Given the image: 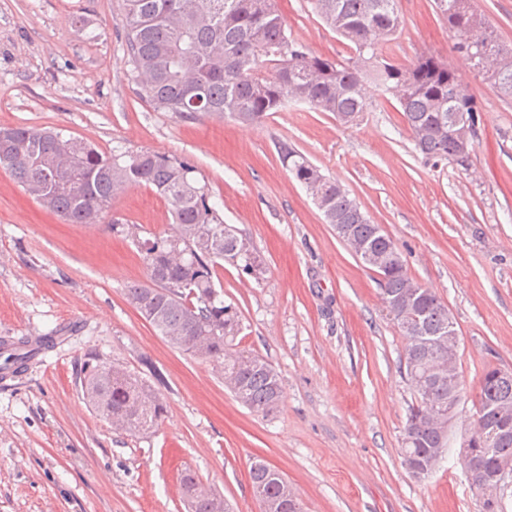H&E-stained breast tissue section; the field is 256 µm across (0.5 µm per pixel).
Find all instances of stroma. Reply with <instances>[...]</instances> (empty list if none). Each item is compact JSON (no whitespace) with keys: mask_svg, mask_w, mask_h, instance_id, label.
<instances>
[{"mask_svg":"<svg viewBox=\"0 0 512 512\" xmlns=\"http://www.w3.org/2000/svg\"><path fill=\"white\" fill-rule=\"evenodd\" d=\"M275 2L308 52L353 57L309 0ZM399 11L385 56L442 57L482 108L467 165L426 162L397 102L370 82L376 108L348 126L304 104L259 124L157 111L131 77L122 0H0V127L56 129L125 161L150 151L190 164L260 261L254 275L223 263L216 286L238 312L239 349L266 359L283 391L274 414L248 410L213 362L172 347L129 303L126 288L146 282V268L112 222L170 235L154 187H127L96 225L69 224L0 167V342L57 339L0 377V512H186L187 469L231 512H261L249 483L258 459L284 475L303 512H481L458 448L474 429L485 369L512 372V100L449 51L434 0H399ZM284 146L348 189L454 317L461 401L424 479L401 454L414 401L400 369L406 338L384 311L378 276L288 171ZM145 357L163 376L167 411L132 436L85 404L79 373L90 358L139 373Z\"/></svg>","mask_w":512,"mask_h":512,"instance_id":"35a3bbf8","label":"stroma"}]
</instances>
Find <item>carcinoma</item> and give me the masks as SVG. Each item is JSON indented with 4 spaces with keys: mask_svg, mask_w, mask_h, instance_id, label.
I'll return each mask as SVG.
<instances>
[{
    "mask_svg": "<svg viewBox=\"0 0 512 512\" xmlns=\"http://www.w3.org/2000/svg\"><path fill=\"white\" fill-rule=\"evenodd\" d=\"M462 0H435L448 30L452 51L472 58L482 76L494 71L492 85L504 98H512V48L488 27L479 47L464 40L473 13ZM314 12L337 35L349 41L355 56L347 60L316 56L292 43L274 0H123L127 50L137 73L139 94L156 109L194 119L201 112L241 122H259L268 112H280L291 103L307 104L317 112H330L343 123L374 111L362 93L370 79L394 97L415 149L430 162H456L462 143L474 144L481 113L477 100L458 81L444 61L433 56L411 62L384 57L381 49L401 26L398 0H310ZM288 47V59L281 50ZM195 85L201 104L194 105L186 85ZM468 115L466 126L453 124L455 113ZM71 155L78 190L61 188L63 156ZM283 161L294 178L320 196V211L327 224H344L349 234L363 240L378 256L375 271L384 275L382 294L406 300L416 293L417 331L398 326L408 339L404 351L405 374L427 376L430 400L446 402L448 378L432 372L448 359L438 347L446 339L448 306L411 277L407 261L380 225L371 222L356 199L337 181L324 175L298 151L283 147ZM0 166L37 202L69 224H95L111 207L112 198L129 184L146 183L165 199L174 219V233L145 238L138 243L147 270L146 284L127 288L129 301L161 336L177 342H208V359L224 365L238 389L235 399L265 416L274 413L282 386L274 368L248 352L239 363L228 349L240 331L235 309L219 299L216 267L237 254L238 233L224 223L216 205L194 183L192 167L164 155L141 152L126 162L108 156L79 138L34 127L0 129ZM178 244L185 252L179 264L167 258ZM84 400L99 416H124L139 432L153 428L166 412L158 390L138 375L114 366L85 364L80 371ZM481 407L474 429L473 451L480 468L472 475L478 490L484 477L502 459L512 460V436L488 441L482 422L489 408L512 404V373L498 368L484 372ZM424 400L415 398L403 437L404 464L428 468L448 435L427 422ZM252 487L266 505L265 512H301L288 481L263 460L250 469ZM197 474L186 469L180 486L188 512H213V500L193 495Z\"/></svg>",
    "mask_w": 512,
    "mask_h": 512,
    "instance_id": "obj_1",
    "label": "carcinoma"
}]
</instances>
